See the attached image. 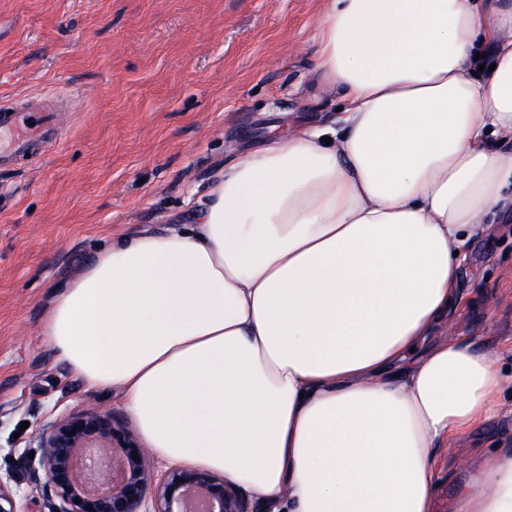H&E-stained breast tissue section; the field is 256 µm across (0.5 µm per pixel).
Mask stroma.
Listing matches in <instances>:
<instances>
[{
    "instance_id": "35a3bbf8",
    "label": "stroma",
    "mask_w": 512,
    "mask_h": 512,
    "mask_svg": "<svg viewBox=\"0 0 512 512\" xmlns=\"http://www.w3.org/2000/svg\"><path fill=\"white\" fill-rule=\"evenodd\" d=\"M323 0H0V103L67 110L60 141L0 165V470L25 480L39 428L91 408L37 335L56 286L111 237L189 224L236 156L340 106L314 71ZM455 331L512 379V223L460 271ZM477 469H440L432 512H455Z\"/></svg>"
}]
</instances>
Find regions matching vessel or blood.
<instances>
[{"mask_svg":"<svg viewBox=\"0 0 512 512\" xmlns=\"http://www.w3.org/2000/svg\"><path fill=\"white\" fill-rule=\"evenodd\" d=\"M61 120L54 109L0 107V164L15 163L48 148Z\"/></svg>","mask_w":512,"mask_h":512,"instance_id":"1","label":"vessel or blood"}]
</instances>
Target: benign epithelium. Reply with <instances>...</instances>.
<instances>
[{"label":"benign epithelium","mask_w":512,"mask_h":512,"mask_svg":"<svg viewBox=\"0 0 512 512\" xmlns=\"http://www.w3.org/2000/svg\"><path fill=\"white\" fill-rule=\"evenodd\" d=\"M146 453L124 426L90 410L54 421L39 432L25 458V492L13 472L0 473V512H250L248 502L215 473L151 470Z\"/></svg>","instance_id":"obj_1"}]
</instances>
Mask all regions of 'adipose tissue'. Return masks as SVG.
Listing matches in <instances>:
<instances>
[{"label": "adipose tissue", "mask_w": 512, "mask_h": 512, "mask_svg": "<svg viewBox=\"0 0 512 512\" xmlns=\"http://www.w3.org/2000/svg\"><path fill=\"white\" fill-rule=\"evenodd\" d=\"M335 125L235 160L192 223L116 237L38 334L158 456L269 512H430L433 459L503 408L451 335L459 276L512 218V0H327ZM457 512H512V448Z\"/></svg>", "instance_id": "ef3b65f1"}]
</instances>
